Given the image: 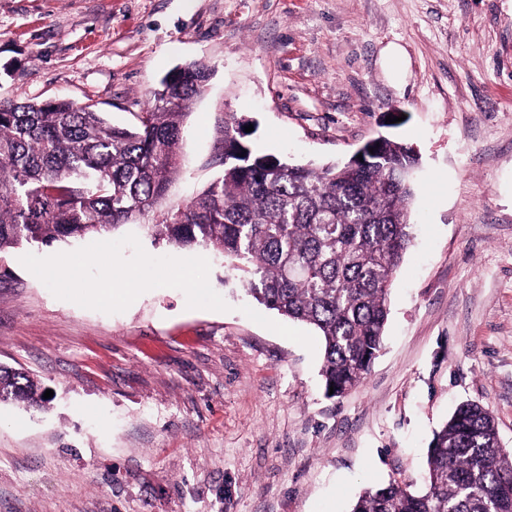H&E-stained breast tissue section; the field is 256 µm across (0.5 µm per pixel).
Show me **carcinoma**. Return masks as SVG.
Instances as JSON below:
<instances>
[{"label":"carcinoma","instance_id":"carcinoma-1","mask_svg":"<svg viewBox=\"0 0 512 512\" xmlns=\"http://www.w3.org/2000/svg\"><path fill=\"white\" fill-rule=\"evenodd\" d=\"M203 64L179 66L136 127L70 100L0 102V253L20 244L101 236L152 214L143 228L194 252L218 251L250 295L322 337L325 389L357 387L379 352L394 274L413 241V151L387 138L362 159L310 167L259 152L224 120V173L179 209H161L180 164ZM43 404L26 373L0 366V402ZM425 489L367 488L351 512H512V452L479 404L460 405L428 448Z\"/></svg>","mask_w":512,"mask_h":512}]
</instances>
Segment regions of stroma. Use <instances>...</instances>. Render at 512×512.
Instances as JSON below:
<instances>
[{
    "mask_svg": "<svg viewBox=\"0 0 512 512\" xmlns=\"http://www.w3.org/2000/svg\"><path fill=\"white\" fill-rule=\"evenodd\" d=\"M201 61L166 206L222 176L224 119L292 164L379 136L420 157L415 237L384 346L325 393L310 326L258 304L211 252L130 224L0 253V364L53 390L0 404V512H351L424 486L435 431L476 402L512 450V0H0V101L68 98L137 124ZM394 123H387V116ZM110 429L101 432V421ZM100 271H101V295L107 298H112L114 292H124L127 289H139L145 288L142 285H137L136 288H124L129 286L127 284H118L112 279V257L104 256L102 260L100 257L97 259ZM113 288V289H112Z\"/></svg>",
    "mask_w": 512,
    "mask_h": 512,
    "instance_id": "stroma-1",
    "label": "stroma"
}]
</instances>
